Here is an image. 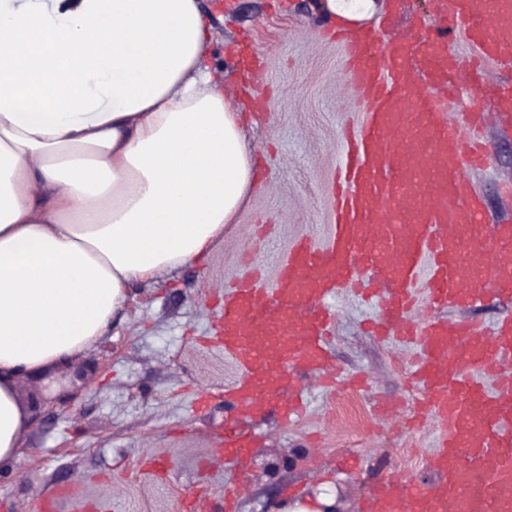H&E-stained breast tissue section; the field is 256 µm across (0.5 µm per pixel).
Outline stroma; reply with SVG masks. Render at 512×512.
I'll return each mask as SVG.
<instances>
[{"instance_id": "stroma-1", "label": "stroma", "mask_w": 512, "mask_h": 512, "mask_svg": "<svg viewBox=\"0 0 512 512\" xmlns=\"http://www.w3.org/2000/svg\"><path fill=\"white\" fill-rule=\"evenodd\" d=\"M312 2L202 0L213 25L210 64L225 88L241 83L239 48L255 60L259 98L245 116L259 185L204 261L136 285L94 350L44 374L43 412L17 457L0 467V512H43L47 502L51 512H179L192 490L216 505L233 485L237 512H282L286 501L325 489L341 492L347 512H363L382 479L436 482L428 460L441 429L432 420L409 423L421 395L410 373L413 350L371 336L376 309L348 288L330 301L335 386L304 380L307 408L296 422H284L272 405L251 419L259 439L245 478L218 450L233 415L224 390L238 376L209 343L224 288L252 264L274 287L293 243L325 240L343 134L365 122L336 26ZM384 2L370 26L399 33L438 23L429 0ZM449 112L483 113L490 152L483 167L464 169L463 182L483 204L482 223L512 224V117L485 111L475 81L461 85ZM510 311L492 298L437 314L423 307L418 316L488 325ZM356 374L368 377L367 389L349 385ZM161 468L167 477L158 476Z\"/></svg>"}]
</instances>
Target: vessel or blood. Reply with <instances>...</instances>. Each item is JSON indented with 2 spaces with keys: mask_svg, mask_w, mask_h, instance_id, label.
I'll use <instances>...</instances> for the list:
<instances>
[{
  "mask_svg": "<svg viewBox=\"0 0 512 512\" xmlns=\"http://www.w3.org/2000/svg\"><path fill=\"white\" fill-rule=\"evenodd\" d=\"M433 6L447 28L388 43L371 29L339 33L367 120L345 139L324 243L289 247L276 287L255 269L225 291L216 340L239 376L224 400L248 418L297 387L325 363L336 290H370L377 336L414 345L413 375L425 391L417 408L444 427L429 460L438 482L386 480L370 512H448L452 501L458 512H512V317L490 326L406 319L420 296L432 309L512 301V224L482 223L463 187L464 167L483 164L489 146L479 126L462 136L439 108L459 68L449 30H463L483 61L512 65V0ZM219 441L228 460L246 465L252 434L228 424Z\"/></svg>",
  "mask_w": 512,
  "mask_h": 512,
  "instance_id": "1",
  "label": "vessel or blood"
}]
</instances>
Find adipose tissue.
Masks as SVG:
<instances>
[{
	"mask_svg": "<svg viewBox=\"0 0 512 512\" xmlns=\"http://www.w3.org/2000/svg\"><path fill=\"white\" fill-rule=\"evenodd\" d=\"M337 26L376 0H318ZM200 0H0V462L21 374L105 336L134 282L205 259L256 187Z\"/></svg>",
	"mask_w": 512,
	"mask_h": 512,
	"instance_id": "adipose-tissue-1",
	"label": "adipose tissue"
}]
</instances>
